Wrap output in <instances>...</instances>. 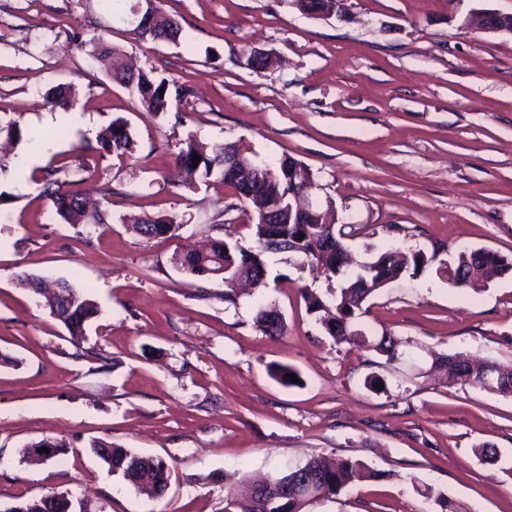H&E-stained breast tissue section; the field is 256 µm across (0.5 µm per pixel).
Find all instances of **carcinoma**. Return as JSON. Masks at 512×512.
<instances>
[{"instance_id": "cac0c4a2", "label": "carcinoma", "mask_w": 512, "mask_h": 512, "mask_svg": "<svg viewBox=\"0 0 512 512\" xmlns=\"http://www.w3.org/2000/svg\"><path fill=\"white\" fill-rule=\"evenodd\" d=\"M293 5L302 13L314 15L329 9L327 0H292ZM181 33L180 24L173 18L158 15L155 36L148 37L153 42H174ZM80 47L88 48V55L112 58L113 81L130 89L145 112L161 114L172 110L175 103L188 99L192 90L186 83L159 77L154 71H141L136 79L127 77V67L121 51L104 41L101 37L81 40ZM47 103L54 109L64 111L75 107V96L64 86H58L47 96ZM6 134L10 140L28 139L38 141L43 134H33L20 126L16 120L5 125L0 124V134ZM100 156L114 155L123 157L133 151L134 141L129 125L121 119L113 120L103 128L97 139ZM238 148L226 145L222 151L210 155L205 147L194 141L186 142L175 156L170 179L178 185L190 186L198 177L209 178L216 174L222 184L231 187L235 196L243 203L255 209L256 222L253 224L255 246L243 247L232 234L224 230L225 224L215 223L212 228L224 232L214 238L207 253L200 254L196 249H186L175 257L182 271L193 276L219 278L226 287L233 285L236 277L254 276L260 280L267 276L268 260L271 254H286L296 257L302 265L309 266L316 274L328 280L336 279V297L333 307L335 313L320 318L325 332L338 346H357L386 358L391 363L399 358L402 341L395 336L383 334L377 342H371L365 334L358 336L345 334L344 324L360 321L365 314L367 300L387 284L406 275L416 276L431 261L423 251H404L403 245L395 244L378 254L356 271L348 270L345 265L346 245L341 243L343 233H338L336 242L341 247L328 251L324 236L330 235L335 222L329 220L328 212L318 208L288 219L291 205L290 193L301 189L315 188L314 174L302 161L283 156L273 162L254 165L260 170L264 181L255 191L247 190L241 179L242 167L237 161ZM42 193L49 198L57 215L67 224L109 223L110 216L104 210H88L79 194L71 189L74 181L69 179L68 169L64 166L48 167L41 170L38 178ZM180 225L168 217H146L136 221L133 230L139 235L151 238H171L176 235ZM512 269L509 260L487 249H474L459 253L454 265L445 269L448 284L455 288H465L474 272H481L488 280L502 277ZM45 306L50 315L60 321L70 336L76 340L85 335L89 326L99 315L95 302L88 299L80 287L69 281L56 284L53 294L45 297ZM272 309L261 307L255 317L260 331L269 336H281L285 325L282 315H271ZM437 363L446 367L448 381L460 386L491 392L502 396H512V366L488 360L484 368L470 367V361L462 356L445 355ZM297 370L282 364L270 368L271 376L286 386L302 385L291 380L290 374ZM93 446L107 448L112 460H103L112 474L120 476L127 487L138 495L155 498L165 490L163 485L167 465L158 459H146L138 454L107 441L94 442ZM281 480L296 483L297 497L288 500V508L272 505L256 493L245 499L228 494L224 498V512H304L308 507L306 496L329 499L345 492L357 481L376 477V472L361 460H326L312 457L304 464L276 474ZM24 512H66V502L61 500L53 506L45 503L44 497L28 499L19 504Z\"/></svg>"}]
</instances>
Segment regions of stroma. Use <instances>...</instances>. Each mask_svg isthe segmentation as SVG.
Returning <instances> with one entry per match:
<instances>
[{
	"label": "stroma",
	"instance_id": "35a3bbf8",
	"mask_svg": "<svg viewBox=\"0 0 512 512\" xmlns=\"http://www.w3.org/2000/svg\"><path fill=\"white\" fill-rule=\"evenodd\" d=\"M182 28L178 43L136 40L106 0H0V121L48 133L46 142L0 136V512L50 492L87 512H224L246 482L317 455L378 471L309 512H431L442 495L471 512H512V396L448 382L434 357L460 353L512 365V274L450 287L441 273L464 250L512 257V37L475 29L472 13H512V0H346L347 17H311L290 0H160ZM97 34L136 68L192 86L171 112H143L107 64L77 49ZM277 65L254 72L247 51ZM76 91L51 108L48 92ZM127 120L131 155L100 157L101 127ZM214 151L239 143L259 162L307 164L312 201L333 203L356 228L366 259L396 239L431 254L416 277L366 304L367 336L405 341L393 364L339 349L306 310L303 289L325 302L334 286L298 261H270L266 286L224 299L222 280L174 262L203 245L223 217L251 246L243 205L217 179L175 186L166 176L189 140ZM69 168L77 190L111 222L71 225L33 174ZM166 215L178 236L146 239L129 217ZM82 287L101 315L74 344L22 275ZM287 330L263 334L259 305ZM296 368L285 387L271 365ZM385 378L366 388L368 374ZM64 442L43 463L32 442ZM103 439L164 461L167 492L128 489L90 451ZM487 443L490 461L473 450Z\"/></svg>",
	"mask_w": 512,
	"mask_h": 512
}]
</instances>
